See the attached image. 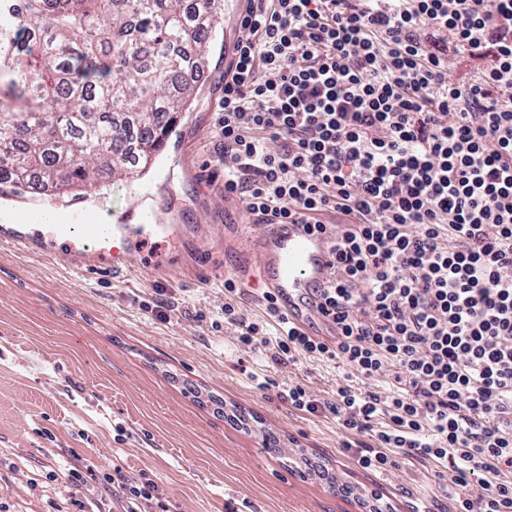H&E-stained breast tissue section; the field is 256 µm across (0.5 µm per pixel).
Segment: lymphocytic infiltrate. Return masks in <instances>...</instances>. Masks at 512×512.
<instances>
[{
  "label": "lymphocytic infiltrate",
  "mask_w": 512,
  "mask_h": 512,
  "mask_svg": "<svg viewBox=\"0 0 512 512\" xmlns=\"http://www.w3.org/2000/svg\"><path fill=\"white\" fill-rule=\"evenodd\" d=\"M243 28L224 190L256 223L329 234L335 270L317 293L328 340L263 293L271 357L390 381L329 401L297 384L286 400L367 434L341 444L364 469L432 464L448 512H512V0H270ZM452 47L487 59L477 79L450 77ZM68 480L117 486L125 512L161 502L117 465L88 460Z\"/></svg>",
  "instance_id": "obj_1"
}]
</instances>
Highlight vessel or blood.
I'll list each match as a JSON object with an SVG mask.
<instances>
[{"label":"vessel or blood","instance_id":"vessel-or-blood-1","mask_svg":"<svg viewBox=\"0 0 512 512\" xmlns=\"http://www.w3.org/2000/svg\"><path fill=\"white\" fill-rule=\"evenodd\" d=\"M253 0H224V64L232 66L237 60V45L244 35L242 20ZM153 187H140V221L136 224H109L99 204L83 208L62 203L51 213L37 206L21 207L15 223L0 226V235L11 238L14 246L30 251L38 234L70 243L92 244L97 256L112 260V272L123 277L131 271L128 256L137 244L154 236L175 239L179 228L164 223L153 205ZM50 224H42L43 216ZM330 237L309 230L304 224L263 225L254 265L258 277L275 292L289 319L299 328L323 335L328 322L320 315L314 291L326 287L331 278Z\"/></svg>","mask_w":512,"mask_h":512}]
</instances>
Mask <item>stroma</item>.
<instances>
[{
	"mask_svg": "<svg viewBox=\"0 0 512 512\" xmlns=\"http://www.w3.org/2000/svg\"><path fill=\"white\" fill-rule=\"evenodd\" d=\"M223 102L219 36L148 175L179 244L160 238L132 253L131 276L113 277L104 259L70 268L59 240L32 252L0 241V512H76L77 497L122 512L111 491L69 482L88 459L152 479L169 512H369L377 500L390 512H448L429 465L362 469L342 450L333 415L296 411L282 397L296 383L329 400L341 384L383 393L386 382L367 383L336 360L275 365L268 348L244 351L225 324L228 278L250 321L265 313L253 246L239 234L250 216L224 193ZM96 189L112 216L138 204L136 180L106 176ZM158 288L178 305L164 320L139 306ZM264 429L278 452L264 449ZM303 457L315 469H295Z\"/></svg>",
	"mask_w": 512,
	"mask_h": 512,
	"instance_id": "obj_1",
	"label": "stroma"
}]
</instances>
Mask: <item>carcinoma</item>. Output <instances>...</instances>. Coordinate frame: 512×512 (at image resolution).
<instances>
[{
    "mask_svg": "<svg viewBox=\"0 0 512 512\" xmlns=\"http://www.w3.org/2000/svg\"><path fill=\"white\" fill-rule=\"evenodd\" d=\"M222 0H0V184L142 173L192 103Z\"/></svg>",
    "mask_w": 512,
    "mask_h": 512,
    "instance_id": "obj_1",
    "label": "carcinoma"
}]
</instances>
